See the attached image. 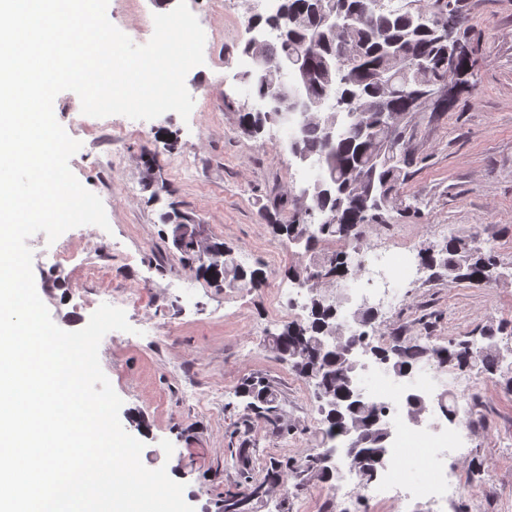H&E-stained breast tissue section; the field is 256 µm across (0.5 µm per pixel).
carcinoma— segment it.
Instances as JSON below:
<instances>
[{"label": "carcinoma", "mask_w": 512, "mask_h": 512, "mask_svg": "<svg viewBox=\"0 0 512 512\" xmlns=\"http://www.w3.org/2000/svg\"><path fill=\"white\" fill-rule=\"evenodd\" d=\"M283 12L268 16L264 24L280 28L284 35L261 48L271 70L270 81L281 78L278 68L282 60L303 54L308 37L317 29V19L323 9L350 12L355 15L352 26L327 38L315 39L310 54V69L305 94L318 101L321 111L309 114L300 124L297 138L301 152L315 159L320 174L337 184L338 192L331 195L312 194L301 208L294 211L288 223L270 220L276 232L293 239L313 224L317 215L333 214L336 222L317 226L307 237V251L317 258V265L309 263L288 269L291 278H311L316 283L325 279H340L357 266L348 254L339 251L327 255L322 244L342 241L356 236L361 224L383 222V213L394 210L400 215H411L412 206L405 202L402 186L414 174L420 162L412 150L415 125L411 123V96L424 93L429 86L448 72L447 48L440 42L436 27L443 16L456 19L455 36L461 35L463 22L462 0H282ZM423 58L427 66L416 68ZM473 48H468L458 61L464 88H469L476 76ZM402 71L411 73L409 80L401 78L389 84L368 80L373 72ZM402 118L398 137L387 128V113ZM363 124L372 129L369 137H360L351 126ZM376 170L382 209L366 212L361 203V187L365 178ZM185 259L199 264V269L211 280H236L242 288H260L266 273L257 268L247 270L225 257L224 244L208 237H189L179 247ZM444 264L440 270L448 277L477 283L483 277H492L495 252L484 251L461 238H452L443 245ZM338 319L337 308L328 300H311L310 316L306 322L290 321L283 329L267 339L269 348L279 356L288 352L298 355L292 364L296 373L315 381L319 390L331 393L345 408V417L336 418L322 413L323 440L327 443L342 439L345 431L359 427L364 434L363 457L352 459L355 470L372 466V457L385 442L376 426V406L347 398L351 366L342 351L325 341L324 328ZM486 340L479 350L469 340L450 342L447 346L429 349L419 344H404L392 338L387 345L377 347L380 354L394 352L392 370L409 373L426 357L448 363L457 370L479 368L492 374L501 364V352L491 328L482 333ZM240 395L248 399L247 407L262 422L277 428L281 422L282 405L278 390L271 381L252 378L242 383ZM301 479L328 482L332 474L309 456L295 469ZM283 467L272 466L263 480L245 492L225 494L220 512H253V501L263 493L264 486L282 479Z\"/></svg>", "instance_id": "obj_1"}]
</instances>
